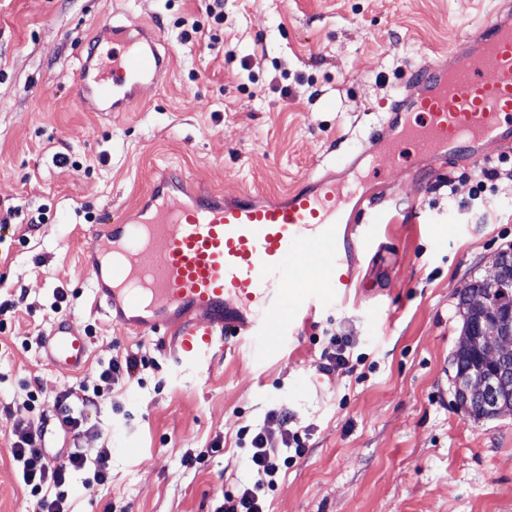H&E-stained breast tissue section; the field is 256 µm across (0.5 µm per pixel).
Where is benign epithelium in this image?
<instances>
[{"instance_id": "1", "label": "benign epithelium", "mask_w": 512, "mask_h": 512, "mask_svg": "<svg viewBox=\"0 0 512 512\" xmlns=\"http://www.w3.org/2000/svg\"><path fill=\"white\" fill-rule=\"evenodd\" d=\"M466 329L453 357L457 409L482 418L512 412V251L460 294Z\"/></svg>"}]
</instances>
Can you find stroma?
<instances>
[{
	"label": "stroma",
	"mask_w": 512,
	"mask_h": 512,
	"mask_svg": "<svg viewBox=\"0 0 512 512\" xmlns=\"http://www.w3.org/2000/svg\"><path fill=\"white\" fill-rule=\"evenodd\" d=\"M505 2L127 0L161 30L170 67L134 111L88 112L75 72L117 0H0V213L15 211L0 228V512L34 502L11 455L8 413L25 402L29 429L55 446H79L91 466L109 453L96 496L73 475L74 512H214L255 480L245 426L306 445L265 512H512V415L461 413L450 368L459 289L512 249L511 182L489 196L483 224L460 169L405 183L381 159L377 187L402 188L417 207L405 222L366 225L357 291L328 292L275 353L230 337L201 370L93 311L81 268L91 225L131 213L164 166L197 187L276 195L343 160L423 55ZM62 319L88 339L81 370L53 366L40 345ZM337 351L346 362L334 367ZM133 352L144 358L134 378L101 380L102 363ZM76 382L98 397L74 443L55 401Z\"/></svg>",
	"instance_id": "35a3bbf8"
}]
</instances>
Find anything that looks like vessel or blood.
Here are the masks:
<instances>
[{"instance_id": "obj_1", "label": "vessel or blood", "mask_w": 512, "mask_h": 512, "mask_svg": "<svg viewBox=\"0 0 512 512\" xmlns=\"http://www.w3.org/2000/svg\"><path fill=\"white\" fill-rule=\"evenodd\" d=\"M111 33L106 61L81 63L75 90L87 109L104 102L125 112L141 84L167 71L169 57L159 32ZM405 84L358 150L284 194L193 191L171 170L132 217L93 225L96 247L82 269L94 308L127 333L170 340L176 366L200 367L223 354L225 337H259L272 347L306 320L322 294L304 288V267H321L331 287L349 294L365 249L355 216L367 208L382 224L387 215L380 200L357 194L348 174L379 178L366 161L382 149L394 159L413 149L403 175L415 181L425 158L476 167L488 144L512 145V12L486 13L474 34L410 69ZM43 348L53 364L73 369L89 354L66 320L51 327Z\"/></svg>"}]
</instances>
